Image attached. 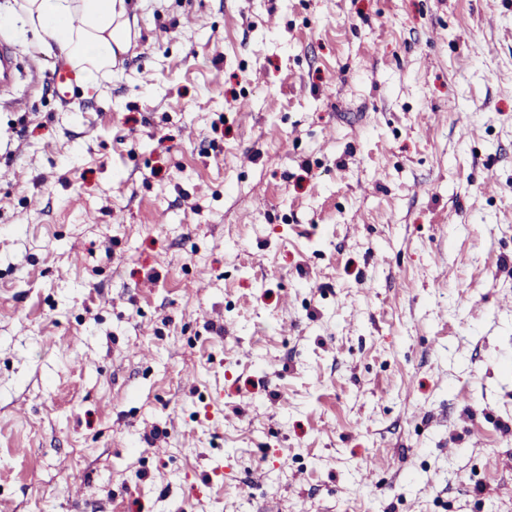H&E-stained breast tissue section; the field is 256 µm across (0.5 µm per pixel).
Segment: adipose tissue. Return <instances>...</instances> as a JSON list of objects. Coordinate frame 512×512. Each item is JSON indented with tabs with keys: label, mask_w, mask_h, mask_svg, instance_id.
<instances>
[{
	"label": "adipose tissue",
	"mask_w": 512,
	"mask_h": 512,
	"mask_svg": "<svg viewBox=\"0 0 512 512\" xmlns=\"http://www.w3.org/2000/svg\"><path fill=\"white\" fill-rule=\"evenodd\" d=\"M133 0H9L0 26L22 27L36 51H58L84 91L110 79L116 51H127L137 23Z\"/></svg>",
	"instance_id": "1"
}]
</instances>
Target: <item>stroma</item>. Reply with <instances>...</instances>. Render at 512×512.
<instances>
[{
	"label": "stroma",
	"mask_w": 512,
	"mask_h": 512,
	"mask_svg": "<svg viewBox=\"0 0 512 512\" xmlns=\"http://www.w3.org/2000/svg\"><path fill=\"white\" fill-rule=\"evenodd\" d=\"M137 15L0 29V512H512V0ZM136 0H10L0 14L3 28L18 23L31 33L38 52L59 50L84 93L98 90L112 77L116 46L126 52L138 32L132 3ZM78 24L75 25L74 21ZM22 75L15 47L0 39V97L13 96V88Z\"/></svg>",
	"instance_id": "35a3bbf8"
}]
</instances>
